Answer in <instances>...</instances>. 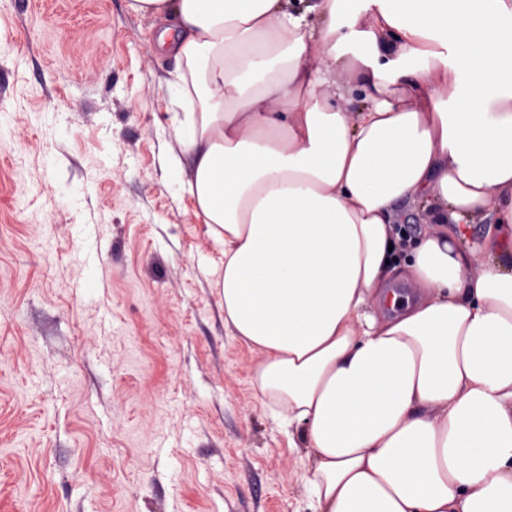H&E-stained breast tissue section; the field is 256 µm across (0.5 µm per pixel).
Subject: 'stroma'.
Segmentation results:
<instances>
[{"mask_svg": "<svg viewBox=\"0 0 512 512\" xmlns=\"http://www.w3.org/2000/svg\"><path fill=\"white\" fill-rule=\"evenodd\" d=\"M162 27L0 0V512H313L171 166Z\"/></svg>", "mask_w": 512, "mask_h": 512, "instance_id": "1", "label": "stroma"}]
</instances>
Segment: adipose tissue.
Wrapping results in <instances>:
<instances>
[{
	"label": "adipose tissue",
	"instance_id": "ef3b65f1",
	"mask_svg": "<svg viewBox=\"0 0 512 512\" xmlns=\"http://www.w3.org/2000/svg\"><path fill=\"white\" fill-rule=\"evenodd\" d=\"M130 7L179 20V180L314 512H512V0H319L315 26L288 0ZM340 68L360 82L332 97ZM394 223L400 224L403 233L407 237L417 238L422 228L431 220L429 208L425 209L424 204H417L416 208L405 203L395 207Z\"/></svg>",
	"mask_w": 512,
	"mask_h": 512
}]
</instances>
